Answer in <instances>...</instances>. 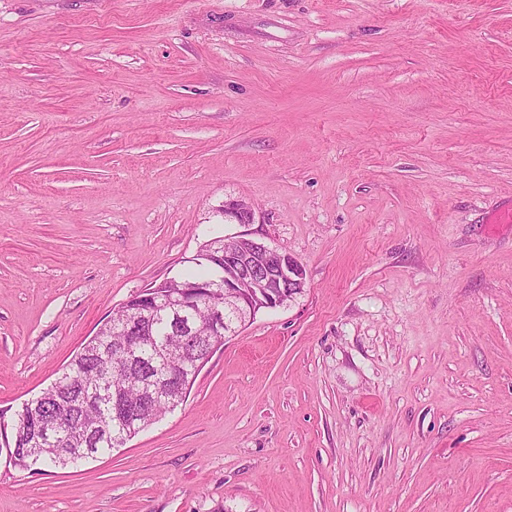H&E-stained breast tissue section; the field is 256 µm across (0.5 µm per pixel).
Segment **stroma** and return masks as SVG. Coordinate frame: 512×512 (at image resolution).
Listing matches in <instances>:
<instances>
[{
  "instance_id": "1",
  "label": "stroma",
  "mask_w": 512,
  "mask_h": 512,
  "mask_svg": "<svg viewBox=\"0 0 512 512\" xmlns=\"http://www.w3.org/2000/svg\"><path fill=\"white\" fill-rule=\"evenodd\" d=\"M507 208L512 0H0V409L210 239L306 271L0 512H512ZM255 218L256 211L249 202L243 200H229L224 203L225 221L249 225L255 223Z\"/></svg>"
}]
</instances>
